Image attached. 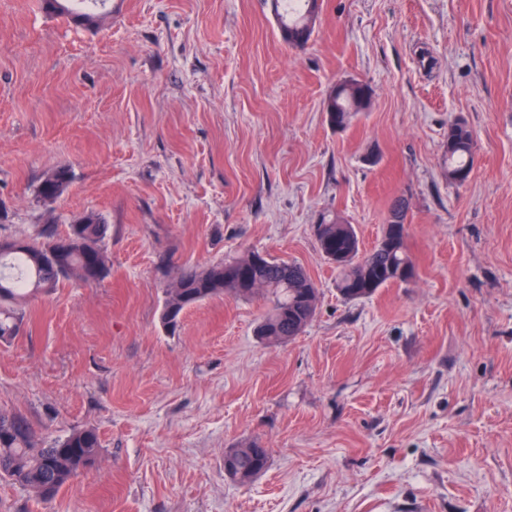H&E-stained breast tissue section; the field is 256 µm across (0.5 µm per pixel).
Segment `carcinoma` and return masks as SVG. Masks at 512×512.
<instances>
[{"instance_id": "carcinoma-1", "label": "carcinoma", "mask_w": 512, "mask_h": 512, "mask_svg": "<svg viewBox=\"0 0 512 512\" xmlns=\"http://www.w3.org/2000/svg\"><path fill=\"white\" fill-rule=\"evenodd\" d=\"M286 0H270L283 40L304 47L310 40L317 18L319 0H297L292 10ZM372 104L368 85H350L324 102L327 120L344 128ZM474 137L463 120L448 123V183L456 174L472 172ZM60 183L43 185L44 198H56L68 187V170L58 169ZM407 206L403 201L391 208L381 238L368 252H362L354 227L334 213L322 216L315 235L322 255L336 264V288L342 297L357 300L378 289L404 283L414 276L405 224ZM85 224H72L64 234L45 229L24 242L0 251V340L16 337L24 321V304L30 293H50L64 281L91 284L105 278L110 260L105 248L107 226L94 212ZM251 251L239 258L220 261L203 269L180 270L166 291L161 322L176 330L184 312L224 293L247 298L258 290L271 295V307L258 325L256 335L264 341H287L298 335L315 315L318 289L298 265L270 258L257 264ZM101 443L93 427L73 430L61 440L40 445L27 421L17 415L0 414V477L29 489L44 501L83 473V465L96 460ZM268 465L267 449L255 446L253 453L236 460L238 470L258 475Z\"/></svg>"}]
</instances>
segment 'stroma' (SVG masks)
I'll return each instance as SVG.
<instances>
[{
  "label": "stroma",
  "mask_w": 512,
  "mask_h": 512,
  "mask_svg": "<svg viewBox=\"0 0 512 512\" xmlns=\"http://www.w3.org/2000/svg\"><path fill=\"white\" fill-rule=\"evenodd\" d=\"M346 80L372 106L339 129ZM399 198L414 277L344 299L314 224L367 251ZM91 211L111 272L30 302L0 413L102 451L48 503L0 479V512H512V0H320L301 49L264 0H108L93 26L0 0V237ZM250 250L314 280L299 336H256L262 293L164 329L177 268ZM254 444L266 470L232 481L225 450ZM474 137L467 123L453 120L448 124V183L462 186L456 181V174L466 171L470 176L474 163Z\"/></svg>",
  "instance_id": "obj_1"
}]
</instances>
